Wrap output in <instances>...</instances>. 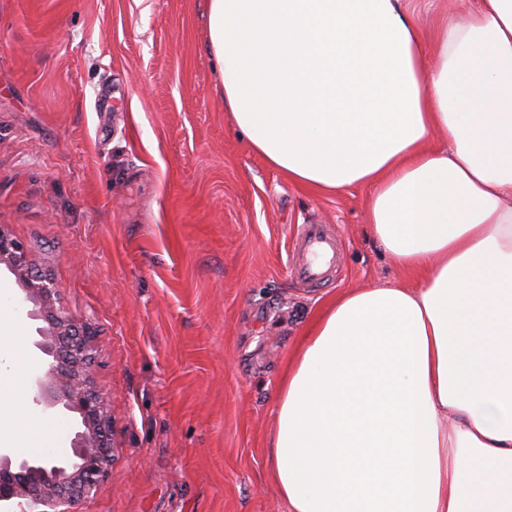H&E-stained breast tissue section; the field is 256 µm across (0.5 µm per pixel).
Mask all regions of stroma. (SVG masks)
Segmentation results:
<instances>
[{
  "label": "stroma",
  "instance_id": "obj_1",
  "mask_svg": "<svg viewBox=\"0 0 512 512\" xmlns=\"http://www.w3.org/2000/svg\"><path fill=\"white\" fill-rule=\"evenodd\" d=\"M208 0H0V222L98 330L113 462L75 512H288L270 438L288 358L350 288L416 275L375 241L365 192L320 195L256 155L224 106ZM341 272L295 282L298 225ZM0 272V445L70 446L16 391L39 362Z\"/></svg>",
  "mask_w": 512,
  "mask_h": 512
}]
</instances>
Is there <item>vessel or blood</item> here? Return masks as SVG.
Segmentation results:
<instances>
[{"label":"vessel or blood","instance_id":"obj_1","mask_svg":"<svg viewBox=\"0 0 512 512\" xmlns=\"http://www.w3.org/2000/svg\"><path fill=\"white\" fill-rule=\"evenodd\" d=\"M339 253V243L330 225H299L289 256L290 274L308 285L324 282L334 274Z\"/></svg>","mask_w":512,"mask_h":512}]
</instances>
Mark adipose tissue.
Returning <instances> with one entry per match:
<instances>
[{"instance_id":"ef3b65f1","label":"adipose tissue","mask_w":512,"mask_h":512,"mask_svg":"<svg viewBox=\"0 0 512 512\" xmlns=\"http://www.w3.org/2000/svg\"><path fill=\"white\" fill-rule=\"evenodd\" d=\"M208 31L252 151L367 188L372 235L421 276L338 295L295 349L288 512H512V0L428 41L410 0H209Z\"/></svg>"}]
</instances>
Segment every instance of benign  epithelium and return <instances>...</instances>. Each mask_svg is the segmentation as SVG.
<instances>
[{"mask_svg": "<svg viewBox=\"0 0 512 512\" xmlns=\"http://www.w3.org/2000/svg\"><path fill=\"white\" fill-rule=\"evenodd\" d=\"M0 269L14 276L34 325L32 350L41 367L30 380L32 404L39 414L65 417L72 426L70 448L62 455L23 456L0 448V501L70 512L96 491L112 461L107 397L93 389L96 332L59 305L54 279L35 269L27 247L3 224Z\"/></svg>", "mask_w": 512, "mask_h": 512, "instance_id": "obj_1", "label": "benign epithelium"}]
</instances>
